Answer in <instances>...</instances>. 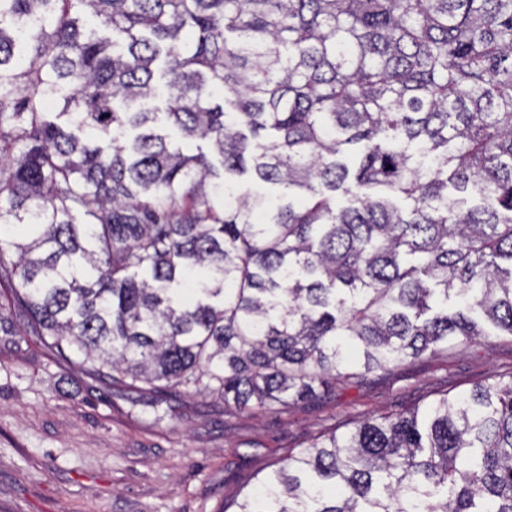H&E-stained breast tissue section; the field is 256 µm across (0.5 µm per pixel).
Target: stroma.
I'll return each instance as SVG.
<instances>
[{
    "label": "stroma",
    "mask_w": 512,
    "mask_h": 512,
    "mask_svg": "<svg viewBox=\"0 0 512 512\" xmlns=\"http://www.w3.org/2000/svg\"><path fill=\"white\" fill-rule=\"evenodd\" d=\"M0 315V512H222L324 435L512 379V336L491 335L285 408L156 402L44 347L5 289Z\"/></svg>",
    "instance_id": "obj_1"
}]
</instances>
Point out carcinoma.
Segmentation results:
<instances>
[{
  "label": "carcinoma",
  "instance_id": "cac0c4a2",
  "mask_svg": "<svg viewBox=\"0 0 512 512\" xmlns=\"http://www.w3.org/2000/svg\"><path fill=\"white\" fill-rule=\"evenodd\" d=\"M1 225L41 342L152 396L277 408L512 336V0H0ZM235 512H512V379Z\"/></svg>",
  "mask_w": 512,
  "mask_h": 512
}]
</instances>
